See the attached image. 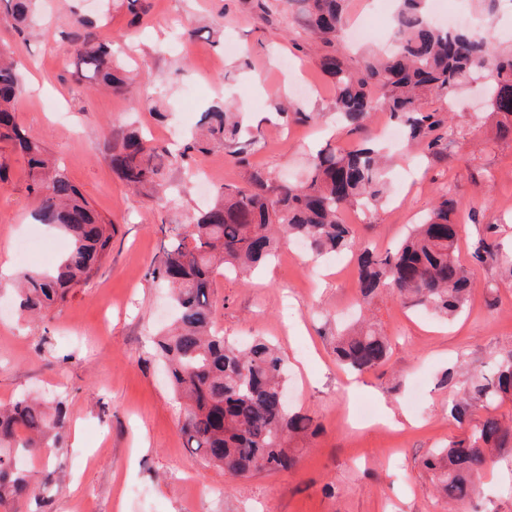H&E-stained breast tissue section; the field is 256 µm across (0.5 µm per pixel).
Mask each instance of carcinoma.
I'll use <instances>...</instances> for the list:
<instances>
[{"label":"carcinoma","mask_w":512,"mask_h":512,"mask_svg":"<svg viewBox=\"0 0 512 512\" xmlns=\"http://www.w3.org/2000/svg\"><path fill=\"white\" fill-rule=\"evenodd\" d=\"M302 5L305 29L319 52L322 73L332 83L334 111L349 131L361 133L378 110L402 126L408 137L431 155L448 146V125L441 113L425 109L432 93L448 95L476 75L486 79L487 107L497 117V139L512 140V51H497L485 36L463 28H440L427 14V0H397L391 38L395 51L369 55L353 67L341 47L345 0H284ZM38 0H7L0 21L20 34ZM77 56V80L102 85L116 94L132 91L133 78L100 39L92 25L74 20L64 33ZM22 72L11 52L0 48V141L18 148L26 160V189L37 202L34 218L69 239L57 264L41 275L23 273L18 284L20 306L43 317L66 300L69 291L89 281L112 247L115 225L90 206L55 164L39 141L14 120ZM381 89L376 97L373 90ZM255 141L229 107L213 105L202 113L200 131L182 146L180 158L215 146L229 149L240 164L248 163ZM170 153L135 130L112 132L108 159L123 185L158 201L166 196V157ZM383 149L368 139L349 150L328 147L310 161L304 180L275 183L259 172L244 185L226 184L213 203L188 224L168 229L169 239L151 269L152 279L171 292L175 320L155 340L156 349L176 394L189 403L181 431L191 451L210 465L240 476L277 473L298 462L291 441L315 435L313 418L282 400L286 391V357L274 343L256 339L242 346L214 327L210 296L215 276L233 269L247 273L275 256L283 241H301L314 256L335 255L353 246L350 225L341 214L382 205L387 193ZM457 202L446 198L401 244L384 256L368 247L358 256L360 312L388 287L409 308L452 320L465 311L474 271L456 256ZM473 251L478 264L496 263L512 279V257L500 253L497 225L489 224ZM337 361L368 373L388 357L386 337L367 320L336 338ZM512 400V349L501 352L489 376L475 378L456 403L454 415L465 419L479 405L484 416L470 433L429 453L423 461L432 471L439 494L450 507H465L478 496L477 481L500 456L512 453V419L497 414ZM63 403L51 407L22 397L0 410V501L31 491L17 458L40 447L65 427Z\"/></svg>","instance_id":"1"}]
</instances>
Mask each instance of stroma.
Here are the masks:
<instances>
[{
  "mask_svg": "<svg viewBox=\"0 0 512 512\" xmlns=\"http://www.w3.org/2000/svg\"><path fill=\"white\" fill-rule=\"evenodd\" d=\"M498 50L512 49V9L489 0H455ZM134 41L126 0H39V38L0 26V46L24 76L16 105L19 126L39 139L73 184L116 233L107 261L46 318L22 311L13 284L27 269L46 267L39 255L21 259L16 244L51 237L33 218L22 156L0 143L9 184H0V407L25 394L64 401L68 425L59 438L20 464L33 493L0 500V512H448L421 461L463 435L451 415L458 394L440 386L457 367L463 379L489 374L495 357L512 349V281L494 265L477 269L466 310L453 321L405 307L391 289L379 292L371 321L387 336V361L351 378L336 364V335L357 318V269L320 264L302 245H282L275 260L251 275H220L212 293L214 321L226 337H264L288 360L289 403L319 426L288 472L240 478L193 455L180 432L185 404L169 386L152 340L170 321L164 288L149 271L169 225L188 223L225 184H245L259 170L276 181H300L320 146L352 147L332 112L333 92L309 47L295 8L266 0L261 20L253 0H146ZM98 26L135 76L129 95L96 92L74 78L76 57L63 39L75 16ZM192 29L191 39L180 36ZM249 54H242V47ZM290 101L310 113L284 122L274 106ZM231 104L260 148L249 166L221 147L168 169L164 202L127 191L106 159L113 127L131 124L153 143L170 146L171 129L195 130L210 105ZM426 107L448 112L453 130L444 155L406 141L391 144L388 196L376 211L343 214L357 242L393 250L418 217L445 193L458 202L459 250L469 261L485 225L500 227L512 249V141L495 137V116L481 83L463 85L453 102L429 96ZM209 168L200 191L185 169ZM376 416L394 411L398 425L360 421L358 403ZM481 512H512V455L480 481Z\"/></svg>",
  "mask_w": 512,
  "mask_h": 512,
  "instance_id": "35a3bbf8",
  "label": "stroma"
}]
</instances>
